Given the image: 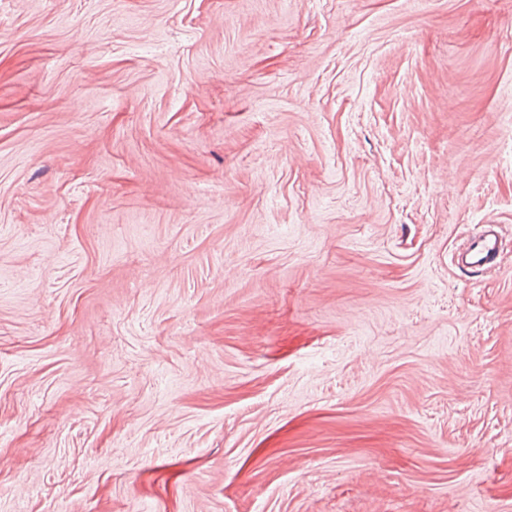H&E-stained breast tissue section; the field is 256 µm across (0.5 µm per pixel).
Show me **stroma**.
<instances>
[{
	"instance_id": "obj_1",
	"label": "stroma",
	"mask_w": 512,
	"mask_h": 512,
	"mask_svg": "<svg viewBox=\"0 0 512 512\" xmlns=\"http://www.w3.org/2000/svg\"><path fill=\"white\" fill-rule=\"evenodd\" d=\"M0 512H512V0H0ZM498 228V224H485L480 234L468 238L464 247L454 256L455 265L475 276L488 272L501 253L502 242Z\"/></svg>"
}]
</instances>
